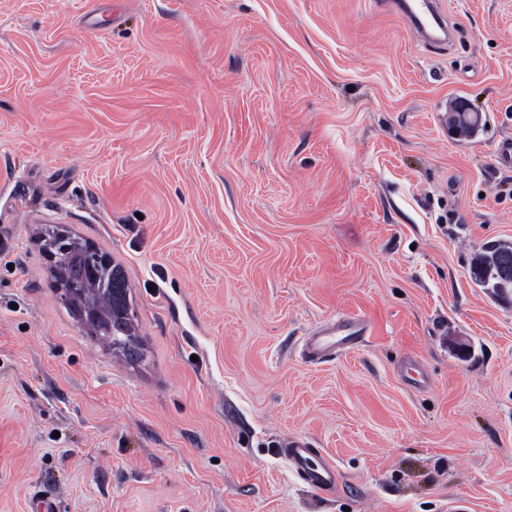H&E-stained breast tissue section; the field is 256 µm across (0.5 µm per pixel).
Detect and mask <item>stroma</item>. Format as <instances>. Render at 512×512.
I'll return each instance as SVG.
<instances>
[{
  "label": "stroma",
  "mask_w": 512,
  "mask_h": 512,
  "mask_svg": "<svg viewBox=\"0 0 512 512\" xmlns=\"http://www.w3.org/2000/svg\"><path fill=\"white\" fill-rule=\"evenodd\" d=\"M440 3L449 47L372 0H0V512H512V293L470 272L512 243V0ZM48 228L123 268L139 359ZM52 236L50 240V244L52 245L48 248L46 252V258L50 263V271L54 277H57L58 280L57 285L59 286L58 290L61 292V298L67 306H71L72 297H73V288L66 283V281L62 278L60 264L63 256H66L75 246L82 247L89 256L90 262H96L103 264H107L110 261V258L98 251L94 246L82 243L77 239L71 237L67 233L61 230L47 232V235H44V239H49L47 236ZM43 239V240H44ZM371 326L358 314H345L318 325L302 340V354L310 363H320L329 357L361 345L370 336ZM281 451L297 476L310 488L322 493L336 489L339 476L335 464L318 448H310L304 438L288 439Z\"/></svg>",
  "instance_id": "35a3bbf8"
}]
</instances>
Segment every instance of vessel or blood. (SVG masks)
Returning a JSON list of instances; mask_svg holds the SVG:
<instances>
[{
	"instance_id": "obj_1",
	"label": "vessel or blood",
	"mask_w": 512,
	"mask_h": 512,
	"mask_svg": "<svg viewBox=\"0 0 512 512\" xmlns=\"http://www.w3.org/2000/svg\"><path fill=\"white\" fill-rule=\"evenodd\" d=\"M378 10L396 15L423 41L444 45L453 41L455 30L447 23L438 0H375ZM371 333L366 318L345 314L318 325L302 340V354L308 362L320 363L329 357L361 345ZM282 453L290 466L310 488L329 493L339 476L335 464L322 451L310 447L301 437L288 439Z\"/></svg>"
}]
</instances>
